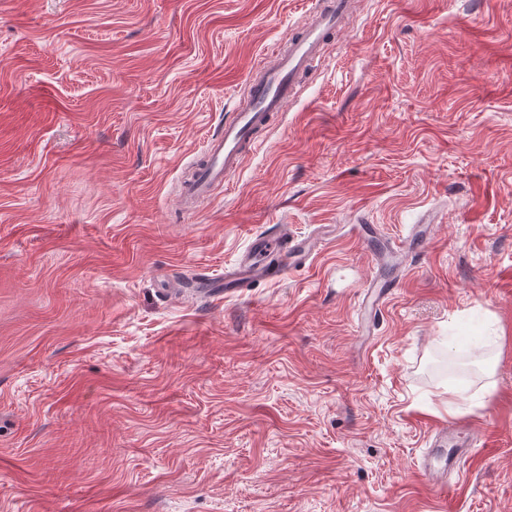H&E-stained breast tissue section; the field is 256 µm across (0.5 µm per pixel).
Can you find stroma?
<instances>
[{"mask_svg": "<svg viewBox=\"0 0 512 512\" xmlns=\"http://www.w3.org/2000/svg\"><path fill=\"white\" fill-rule=\"evenodd\" d=\"M316 2L0 0V512H437L434 422L479 429L447 512H512V0H360L229 183L178 203ZM276 224L332 244L165 294ZM431 227V224L413 225L408 235L399 239L395 248L389 252L391 256L397 259V265L402 269V272L409 269L414 257L423 252ZM400 280H385L383 282L372 281L366 288L367 307L371 314H381L382 308L389 302L396 288H398Z\"/></svg>", "mask_w": 512, "mask_h": 512, "instance_id": "1", "label": "stroma"}]
</instances>
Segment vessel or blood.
Listing matches in <instances>:
<instances>
[{
	"instance_id": "obj_1",
	"label": "vessel or blood",
	"mask_w": 512,
	"mask_h": 512,
	"mask_svg": "<svg viewBox=\"0 0 512 512\" xmlns=\"http://www.w3.org/2000/svg\"><path fill=\"white\" fill-rule=\"evenodd\" d=\"M353 4L354 0H318L310 21L286 45L273 50L272 64L250 75L248 106L225 120L223 130L210 139L191 177L180 185L179 199L185 211H194L208 200L216 188L237 172L245 153L257 149L262 133L296 96L299 77L311 69ZM430 230V225L416 224L398 240L391 254L401 269H409L414 257L422 253ZM326 245V239L296 236L287 225H278L273 233L252 238L237 263L225 270L223 278L212 283L206 293L211 298L230 296L262 282H280L289 271L311 265ZM397 286L394 280L370 282L366 290L369 311L381 312ZM464 454V449L452 448L443 466L423 463L419 473L424 483L434 492L443 493L448 475L460 473Z\"/></svg>"
}]
</instances>
